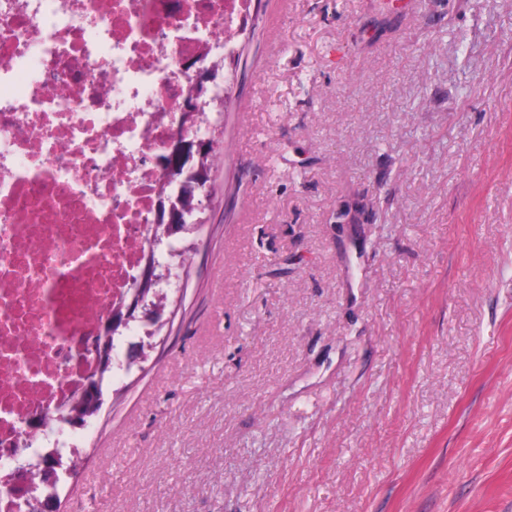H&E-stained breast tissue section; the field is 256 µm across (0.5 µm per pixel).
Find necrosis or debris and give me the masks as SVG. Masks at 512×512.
<instances>
[{"label": "necrosis or debris", "instance_id": "4bbe7bcc", "mask_svg": "<svg viewBox=\"0 0 512 512\" xmlns=\"http://www.w3.org/2000/svg\"><path fill=\"white\" fill-rule=\"evenodd\" d=\"M253 0H0V512L15 463L69 458L57 416L97 376L170 195L164 158L198 70Z\"/></svg>", "mask_w": 512, "mask_h": 512}]
</instances>
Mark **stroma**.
I'll return each mask as SVG.
<instances>
[{"mask_svg": "<svg viewBox=\"0 0 512 512\" xmlns=\"http://www.w3.org/2000/svg\"><path fill=\"white\" fill-rule=\"evenodd\" d=\"M232 49L60 512H512V0H255Z\"/></svg>", "mask_w": 512, "mask_h": 512, "instance_id": "stroma-1", "label": "stroma"}]
</instances>
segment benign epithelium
<instances>
[{"label": "benign epithelium", "mask_w": 512, "mask_h": 512, "mask_svg": "<svg viewBox=\"0 0 512 512\" xmlns=\"http://www.w3.org/2000/svg\"><path fill=\"white\" fill-rule=\"evenodd\" d=\"M218 79L219 68L214 65L198 72L182 108V126L192 128L206 121L204 107L217 101L213 89L217 87ZM213 142L212 135L188 139L183 134L176 135L170 142L172 181L181 188V195L176 202L158 211L157 221L162 226V236L188 232L202 223L199 213L203 210V204L196 193L205 188L207 173L199 160L213 146ZM171 277L172 268L157 260L146 266L137 279L125 311L114 314L112 327L125 328L128 323L135 321L157 325L163 314V308L157 304V300L163 297L159 288L169 284Z\"/></svg>", "instance_id": "7a95c632"}]
</instances>
